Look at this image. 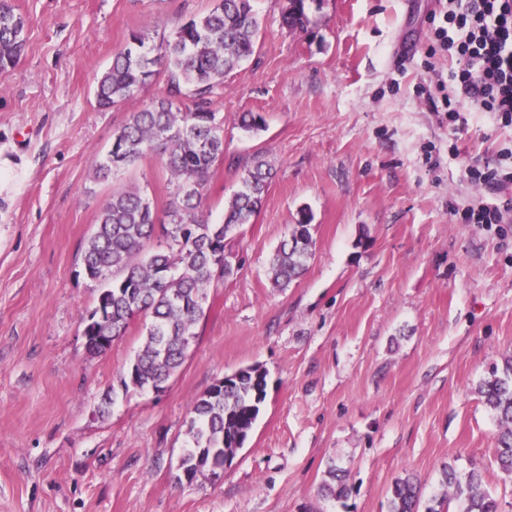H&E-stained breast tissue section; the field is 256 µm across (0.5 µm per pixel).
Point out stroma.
<instances>
[{
	"instance_id": "35a3bbf8",
	"label": "stroma",
	"mask_w": 512,
	"mask_h": 512,
	"mask_svg": "<svg viewBox=\"0 0 512 512\" xmlns=\"http://www.w3.org/2000/svg\"><path fill=\"white\" fill-rule=\"evenodd\" d=\"M26 23L18 63L0 72V512H388L394 481L440 495L442 468H484L512 512L492 457L497 423L476 392L512 355V223L465 224L489 201L466 170L512 148V127L459 90L453 127L428 98L453 60L429 55L438 0H306L312 23L282 24L287 0H255L256 53L216 98L224 163L203 212L221 222L253 153L274 177L254 223L224 242L240 269L211 289L197 340L165 392H123L141 321L100 355L80 315L97 282L80 254L99 205L137 187L164 205L168 174L150 154L113 179L93 165L156 78L117 108L97 76L131 31L172 36L213 0H8ZM262 116L254 133L242 113ZM314 256L286 291L267 269L299 209ZM258 364L266 402L221 482H178L189 404ZM349 469L345 503L318 489L329 460Z\"/></svg>"
}]
</instances>
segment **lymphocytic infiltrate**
<instances>
[{"label":"lymphocytic infiltrate","mask_w":512,"mask_h":512,"mask_svg":"<svg viewBox=\"0 0 512 512\" xmlns=\"http://www.w3.org/2000/svg\"><path fill=\"white\" fill-rule=\"evenodd\" d=\"M440 47L457 62L451 79L481 111L512 126V0H443ZM492 199L465 209L467 224L512 223V162L467 171Z\"/></svg>","instance_id":"lymphocytic-infiltrate-1"}]
</instances>
